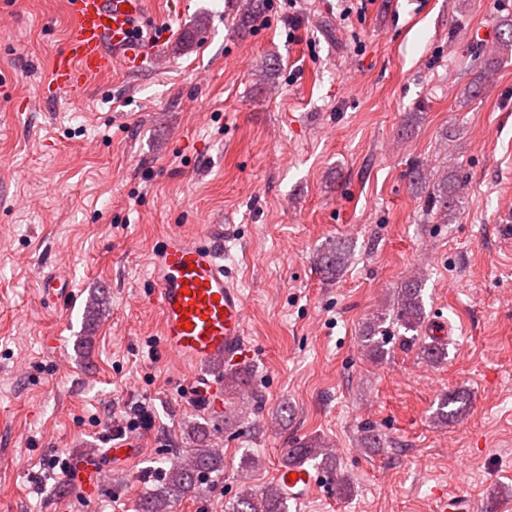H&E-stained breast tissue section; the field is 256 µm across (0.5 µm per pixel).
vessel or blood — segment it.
Listing matches in <instances>:
<instances>
[{
	"label": "vessel or blood",
	"instance_id": "b4317fda",
	"mask_svg": "<svg viewBox=\"0 0 512 512\" xmlns=\"http://www.w3.org/2000/svg\"><path fill=\"white\" fill-rule=\"evenodd\" d=\"M73 33L49 66V88L79 98L87 82L111 74L114 66L140 67L159 56L171 30L154 19L149 0H66ZM224 243L212 233L167 234L160 241L150 270V301L161 321L163 348L185 366L214 361L240 362L252 355L246 339V300L225 269ZM43 295L53 302L68 300V279L42 280ZM222 378L192 374L184 390L202 407L217 406ZM85 500L96 499L102 481L98 457L80 462ZM275 478L288 499L306 498L320 475L303 465H280Z\"/></svg>",
	"mask_w": 512,
	"mask_h": 512
}]
</instances>
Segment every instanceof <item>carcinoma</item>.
Listing matches in <instances>:
<instances>
[{
  "instance_id": "cac0c4a2",
  "label": "carcinoma",
  "mask_w": 512,
  "mask_h": 512,
  "mask_svg": "<svg viewBox=\"0 0 512 512\" xmlns=\"http://www.w3.org/2000/svg\"><path fill=\"white\" fill-rule=\"evenodd\" d=\"M455 184L443 180L432 188L425 199L428 209L439 214L448 222L454 218ZM351 249L344 242L324 250L319 257L321 271L328 277L339 276L349 265ZM425 319L422 288L418 281L409 280L397 291L391 310L370 322L360 336V346L372 360L380 361L388 353L386 349L389 335L386 322H391L404 332L411 333L409 339L415 341ZM193 466L185 468L175 462L165 469L162 484L152 496L147 498L142 512H168L171 498L183 496L195 489L197 474L220 467V460L213 449L203 442L190 449ZM288 460L316 461L327 467L331 463L326 446L319 441H307L296 448L288 449ZM231 512H288L287 499L278 486L270 483L258 491L248 490L232 504Z\"/></svg>"
}]
</instances>
